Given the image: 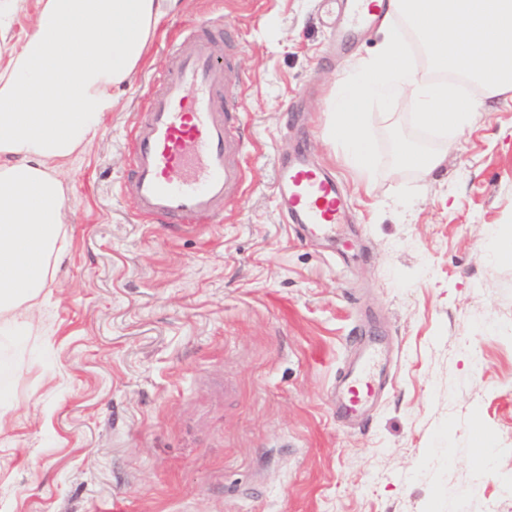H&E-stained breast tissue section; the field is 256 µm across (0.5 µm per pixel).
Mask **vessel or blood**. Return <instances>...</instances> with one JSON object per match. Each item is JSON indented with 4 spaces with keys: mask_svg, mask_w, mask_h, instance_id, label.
<instances>
[{
    "mask_svg": "<svg viewBox=\"0 0 512 512\" xmlns=\"http://www.w3.org/2000/svg\"><path fill=\"white\" fill-rule=\"evenodd\" d=\"M342 20L339 35L368 31L376 24L378 0H329ZM170 66L150 88L145 107L129 134L130 174L124 195L138 219L150 224H206L229 200L246 174L235 161L246 148L241 122L239 78L221 65L212 36H196L191 51L170 41ZM277 197L300 232L334 230L346 214L344 193L334 176L307 156L283 161ZM375 354L341 374L336 414L357 417L375 396Z\"/></svg>",
    "mask_w": 512,
    "mask_h": 512,
    "instance_id": "obj_1",
    "label": "vessel or blood"
}]
</instances>
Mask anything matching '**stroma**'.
Masks as SVG:
<instances>
[{
    "mask_svg": "<svg viewBox=\"0 0 512 512\" xmlns=\"http://www.w3.org/2000/svg\"><path fill=\"white\" fill-rule=\"evenodd\" d=\"M191 23L243 81L248 180L234 216L144 224L127 202V134ZM316 0H182L84 149L64 256L29 331L0 347V512H512V91L429 175L391 165L409 97L373 112L381 167L363 185L328 132L370 32L331 48ZM335 174L336 241L281 214V157ZM388 359L353 426L332 391L355 337ZM492 442L480 461L473 441Z\"/></svg>",
    "mask_w": 512,
    "mask_h": 512,
    "instance_id": "35a3bbf8",
    "label": "stroma"
}]
</instances>
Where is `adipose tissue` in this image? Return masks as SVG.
<instances>
[{
    "mask_svg": "<svg viewBox=\"0 0 512 512\" xmlns=\"http://www.w3.org/2000/svg\"><path fill=\"white\" fill-rule=\"evenodd\" d=\"M179 0H39L0 69V335L53 278L67 188L57 171L95 134Z\"/></svg>",
    "mask_w": 512,
    "mask_h": 512,
    "instance_id": "1",
    "label": "adipose tissue"
}]
</instances>
